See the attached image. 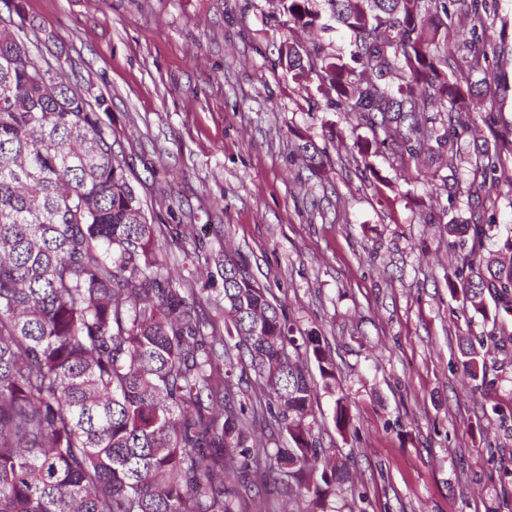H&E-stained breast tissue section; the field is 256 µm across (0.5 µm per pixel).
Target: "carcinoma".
I'll return each instance as SVG.
<instances>
[{
    "instance_id": "obj_1",
    "label": "carcinoma",
    "mask_w": 512,
    "mask_h": 512,
    "mask_svg": "<svg viewBox=\"0 0 512 512\" xmlns=\"http://www.w3.org/2000/svg\"><path fill=\"white\" fill-rule=\"evenodd\" d=\"M312 0H277L301 28ZM349 33L344 61L297 43L293 78L319 75L320 93L353 112L396 157L448 151L485 103L450 82L448 24L425 0H327ZM31 39L0 41V512H244L232 480L288 477L317 506L344 473L314 438L317 383L335 367L320 337L293 336L288 317L240 255L210 257L221 280L212 315L192 282L159 258L156 227L127 186L101 113L63 75L32 78ZM471 43L465 63L483 67ZM399 75L396 88L386 78ZM490 198L498 164L482 150ZM512 294V264L488 261L462 288ZM241 376L235 377V370ZM253 371L288 446L251 435L258 410L242 387Z\"/></svg>"
}]
</instances>
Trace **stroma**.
<instances>
[{
  "label": "stroma",
  "mask_w": 512,
  "mask_h": 512,
  "mask_svg": "<svg viewBox=\"0 0 512 512\" xmlns=\"http://www.w3.org/2000/svg\"><path fill=\"white\" fill-rule=\"evenodd\" d=\"M487 5L475 31L448 0L453 47L479 39L488 60L471 71L458 59L446 74L495 107L448 154L407 167L327 106L317 76L300 84L280 65L292 34L274 0H0V26L40 28L33 52L62 61L86 99H107L103 120L148 222L187 227L162 242L172 271L214 298L209 252L243 254L295 336H320L336 383L318 391L314 435L350 472L326 512H512V302L488 290L479 313L457 294L468 257H501L512 241V0ZM318 9L319 24L294 35L349 55L348 33L325 0ZM484 147L507 179L481 212L476 249L448 226L470 216ZM468 344L485 359L475 377Z\"/></svg>",
  "instance_id": "stroma-1"
}]
</instances>
